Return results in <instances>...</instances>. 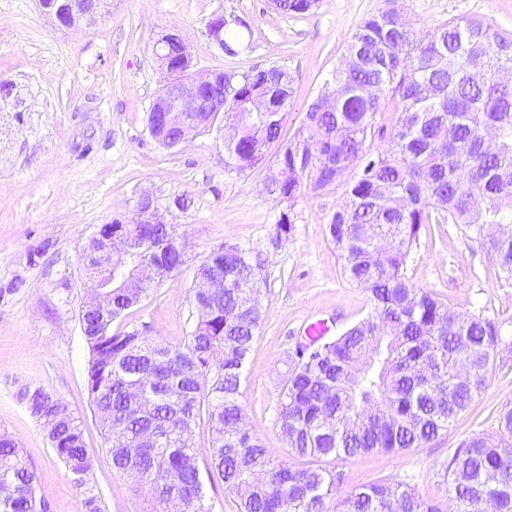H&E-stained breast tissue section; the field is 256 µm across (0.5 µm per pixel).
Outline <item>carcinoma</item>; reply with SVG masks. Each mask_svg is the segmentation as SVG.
<instances>
[{
    "label": "carcinoma",
    "mask_w": 512,
    "mask_h": 512,
    "mask_svg": "<svg viewBox=\"0 0 512 512\" xmlns=\"http://www.w3.org/2000/svg\"><path fill=\"white\" fill-rule=\"evenodd\" d=\"M365 18L331 74L333 89L308 107L293 137H282L292 77L280 66L224 72V85L196 91L224 100V167L244 174L268 162L266 190L293 208L305 191L344 187L327 216L331 242L348 281L370 294L372 311L328 339L312 358L293 351L278 424L295 466L273 462L240 402L244 372L260 327V290L240 284L254 271L250 250L226 247L193 277V325L183 343L167 344L149 327L112 329L147 298L112 282V305L80 307L89 349L86 382L112 471L138 512H211L204 478L215 476L239 512H329L338 474L331 458L404 453L438 438L484 391L504 323L468 318L407 274L412 254L434 228L456 227L478 247L495 278L512 285V37L492 24L458 18L418 33L394 5ZM284 15L313 12L318 0H273ZM209 35L226 57L247 47L229 21ZM380 140L382 148L373 149ZM169 224H131L124 248L133 267L178 270L182 254ZM224 279L214 295L202 280ZM83 495L85 512H103L89 486L94 456L70 406L41 386L18 391ZM211 431L200 469L184 427ZM459 512H479L487 498L512 512V451L493 434L462 442L448 460ZM0 512H51L18 441L0 431ZM336 512H438L404 483L352 489Z\"/></svg>",
    "instance_id": "obj_1"
}]
</instances>
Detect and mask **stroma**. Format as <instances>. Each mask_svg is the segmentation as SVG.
Here are the masks:
<instances>
[{
  "instance_id": "1",
  "label": "stroma",
  "mask_w": 512,
  "mask_h": 512,
  "mask_svg": "<svg viewBox=\"0 0 512 512\" xmlns=\"http://www.w3.org/2000/svg\"><path fill=\"white\" fill-rule=\"evenodd\" d=\"M386 0H319L312 14L289 17L270 0H111L91 25L63 30L36 0H0V430L19 442L39 477L51 512H84L83 497L17 392L41 386L79 417L95 456L90 482L104 512H135L134 501L102 453L90 404L89 350L78 313L89 281L80 262L86 239L101 225L133 216L151 194L187 244L186 262L128 318L166 343H183L190 328L195 268L224 244L250 249L257 262L262 319L241 387L251 430L272 460L287 459L277 422L288 356L309 323L329 322L330 335L372 310L367 292L347 281L325 218L340 201L335 189L300 196L294 224L278 234L285 204L264 190L266 170L244 175L224 168V132L214 128L166 149L150 136L146 115L169 80L155 54L158 38L179 30L194 71L285 66L293 95L282 122L292 135L342 59L357 25ZM413 28L435 30L455 18H479L512 35V0H398ZM240 19L251 49L239 59L217 52L208 24ZM408 274L461 314L512 320V286L497 282L484 258L453 228L415 250ZM512 408V349L499 350L486 389L434 441L402 454L331 459L334 493L384 480L415 488L439 512H455L445 468L460 444L493 433Z\"/></svg>"
}]
</instances>
